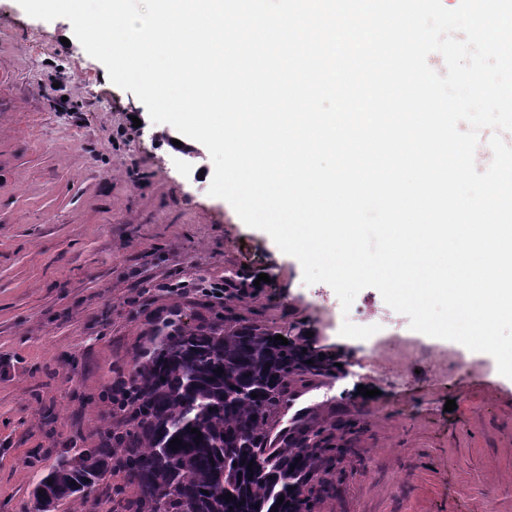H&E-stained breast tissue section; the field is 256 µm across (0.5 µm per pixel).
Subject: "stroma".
Instances as JSON below:
<instances>
[{
	"label": "stroma",
	"mask_w": 512,
	"mask_h": 512,
	"mask_svg": "<svg viewBox=\"0 0 512 512\" xmlns=\"http://www.w3.org/2000/svg\"><path fill=\"white\" fill-rule=\"evenodd\" d=\"M72 32L0 0V512L30 507L29 457L98 442L103 394L158 324L239 315L295 327L339 363L294 405L357 423L318 512H512V383L495 360L400 313L342 337L334 290L305 284L295 257L210 196L207 148L172 147L168 124L78 41L62 44ZM214 283L223 303L203 292Z\"/></svg>",
	"instance_id": "obj_1"
}]
</instances>
